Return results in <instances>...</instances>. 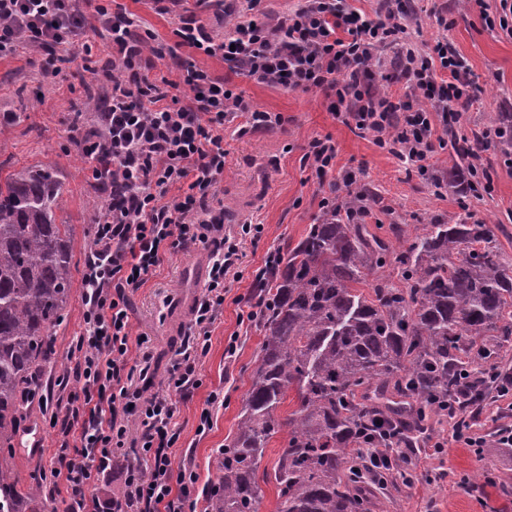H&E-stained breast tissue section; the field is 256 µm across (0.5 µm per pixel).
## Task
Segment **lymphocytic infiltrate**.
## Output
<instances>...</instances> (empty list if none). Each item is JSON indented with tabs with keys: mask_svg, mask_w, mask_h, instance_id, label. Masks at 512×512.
<instances>
[{
	"mask_svg": "<svg viewBox=\"0 0 512 512\" xmlns=\"http://www.w3.org/2000/svg\"><path fill=\"white\" fill-rule=\"evenodd\" d=\"M382 6L384 19L374 21L343 0H305L285 21L241 22L219 42L187 15L176 35L200 54L237 63L258 84L324 91L337 119L423 174L435 139L453 134L474 99L471 69L447 43L422 51L408 42L401 0ZM93 32L112 47L104 68L109 96L78 146L92 176L111 167L112 204L95 226L83 328L70 366L55 380L67 402L52 424L58 451L43 478L64 512H194L197 474L172 465L180 439L176 401L202 387L227 283L242 276L239 244L224 233L223 211L208 204L224 177V120L232 113L245 127L262 129L283 118L253 109L223 78L192 62L176 63V79L149 77L163 50L134 13L100 4L90 15L83 0H0V55L22 46L40 50L42 74L55 65L58 49L90 56ZM395 43L402 46L393 62L404 87L398 97L377 82L382 53ZM196 242L210 246L208 280L159 383L148 338L132 333L130 294L166 256ZM133 428L137 453L120 469L124 490L101 498L96 483L115 469Z\"/></svg>",
	"mask_w": 512,
	"mask_h": 512,
	"instance_id": "lymphocytic-infiltrate-1",
	"label": "lymphocytic infiltrate"
}]
</instances>
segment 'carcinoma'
Instances as JSON below:
<instances>
[{"label":"carcinoma","mask_w":512,"mask_h":512,"mask_svg":"<svg viewBox=\"0 0 512 512\" xmlns=\"http://www.w3.org/2000/svg\"><path fill=\"white\" fill-rule=\"evenodd\" d=\"M61 194L51 166L0 184V448L9 452L25 403L20 385L55 355L53 329L71 294ZM370 200L365 189L350 193L258 283L264 339L237 432L215 460L207 512H259L270 480L276 512H372L355 449L417 448L445 405L475 416L488 378H508L491 359L512 342V262L488 225L424 224L410 235L390 224L393 238H384L383 225L348 217ZM387 266L404 287L381 273ZM292 390L297 407L283 418ZM284 432L272 472L258 476ZM9 458L0 456V512H46L37 474L19 482Z\"/></svg>","instance_id":"carcinoma-1"}]
</instances>
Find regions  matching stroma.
Masks as SVG:
<instances>
[{"mask_svg": "<svg viewBox=\"0 0 512 512\" xmlns=\"http://www.w3.org/2000/svg\"><path fill=\"white\" fill-rule=\"evenodd\" d=\"M414 21L412 40L418 49H428L445 39L469 64L476 85L477 101L465 112L458 133L472 134L499 124L503 113H512V37L483 27L477 12L465 0H411ZM298 0H260L247 10L244 0H175L170 13L155 12L151 0H115L118 8L136 14L143 29L156 36L157 43L177 47L182 58L194 61L214 75L224 78L229 88L241 94L254 108L281 114L282 125L238 135V119L224 122L226 151L224 179L210 201L223 210L227 232L240 225L259 224V238L244 239L241 280L229 282L224 300V316L216 324L210 352L202 366L203 385L191 397L177 400L175 421L181 430L174 451V465L191 461L198 475V487L215 478L217 448L237 432L239 414L250 387V374L264 332L258 322L239 324L240 301L254 287L256 269L266 253L296 244L321 213L323 198L344 196L348 189L337 184L345 171L359 172L360 185L372 192L368 223L436 224L456 222L466 214L488 224L507 260H512V164L501 149L482 152L480 164L492 177L491 190L482 198L470 199L468 210L458 206L456 194L434 186L433 177L447 178L458 157L452 147L436 148L428 174L408 168L400 158L360 135L328 110L323 94L284 90L256 84L236 73L231 62L210 58L178 47L175 34L181 16L195 14L214 38H221L239 21L253 17L277 23L287 18ZM41 54L32 49L0 57V114L16 113L17 118L0 124V172L14 173L39 166H55L62 183L60 220L70 224L72 234L73 288L67 305V318L54 330L55 366L45 368V377L57 376L61 365L69 364V347L80 330L83 318V277L93 242L96 216L102 196L94 184L88 164L77 145L83 132L95 124L88 111V89L105 84L102 72L86 71L81 60L61 63L55 76L38 75ZM328 137L337 148L336 166L324 179H317L305 159L313 138ZM204 244L167 256L147 281L131 297V323L134 334L147 335L156 364L157 380H164L170 359L179 346L191 315L180 306L183 291L182 269L206 258ZM240 333L243 342L234 362L224 360L228 336ZM228 390L230 399L215 411L211 429L197 436L199 414L208 393L215 388ZM46 402H33L23 419L24 432L38 430L40 449H16L12 469L19 480H27L30 470L48 467L56 452L55 436L49 426L52 414L63 405L41 387ZM442 441L445 454L434 455L432 445ZM417 469L425 480L399 491L389 489L379 495L376 512H499L512 505V449H484L475 456L470 449L451 439V425L444 416L434 417L421 447L415 451ZM466 488H459L458 479Z\"/></svg>", "mask_w": 512, "mask_h": 512, "instance_id": "35a3bbf8", "label": "stroma"}]
</instances>
